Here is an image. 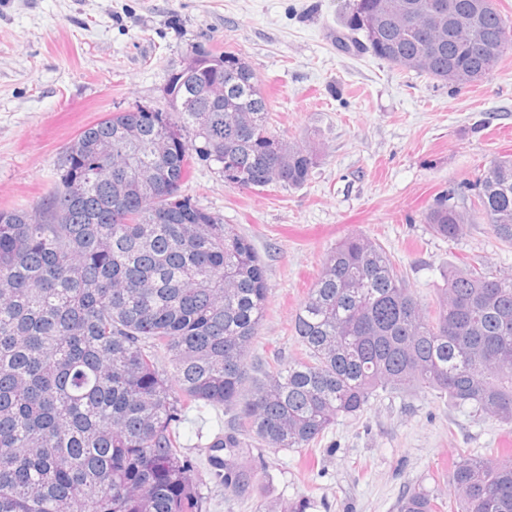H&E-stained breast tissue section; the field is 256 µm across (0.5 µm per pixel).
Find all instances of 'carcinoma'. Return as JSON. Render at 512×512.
Wrapping results in <instances>:
<instances>
[{
  "mask_svg": "<svg viewBox=\"0 0 512 512\" xmlns=\"http://www.w3.org/2000/svg\"><path fill=\"white\" fill-rule=\"evenodd\" d=\"M400 0H353L350 44L437 82L448 59L483 80L512 50L498 8L469 31L404 20ZM378 26L367 29L361 18ZM472 41L493 42L484 60ZM197 73L170 77L167 109L111 113L67 143L36 205L0 209V512H203L179 423L224 409V493L254 486L242 436L310 448L378 391L417 387L474 418L512 424V273L448 267L428 311L384 248L362 234L336 244L292 325L302 357L249 358L270 288L237 227L182 193L200 161L245 172L255 189H298L318 165L287 141L249 63L199 49ZM224 81L215 102L204 87ZM166 191H153L154 183ZM471 198L472 211L453 203ZM480 214L512 245V154L440 195L425 213L455 241ZM448 482L460 512H512V463L462 454ZM415 488L399 512H444Z\"/></svg>",
  "mask_w": 512,
  "mask_h": 512,
  "instance_id": "cac0c4a2",
  "label": "carcinoma"
}]
</instances>
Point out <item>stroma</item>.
Returning <instances> with one entry per match:
<instances>
[{"label": "stroma", "instance_id": "obj_1", "mask_svg": "<svg viewBox=\"0 0 512 512\" xmlns=\"http://www.w3.org/2000/svg\"><path fill=\"white\" fill-rule=\"evenodd\" d=\"M350 0H0V209L29 207L54 186L62 148L86 126L139 104L165 107L164 87L196 47L252 66L281 137L319 144L301 188L242 190L195 164L185 194L249 235L269 301L254 357L300 352L291 326L331 247L345 235L379 243L426 306L448 266L512 273V246L483 218L451 242L425 212L448 188L512 153V52L483 81L455 91L330 39ZM223 410L190 409L185 454L203 475L206 512H398L408 490L452 497L439 472L463 451L512 452V425L477 420L431 391L377 392L313 448L260 449L254 487L226 496L201 449Z\"/></svg>", "mask_w": 512, "mask_h": 512}]
</instances>
